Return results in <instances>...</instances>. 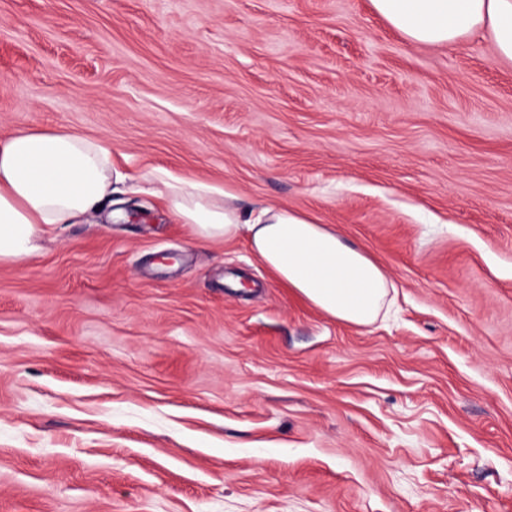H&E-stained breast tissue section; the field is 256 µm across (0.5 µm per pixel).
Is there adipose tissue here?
<instances>
[{
  "label": "adipose tissue",
  "instance_id": "ef3b65f1",
  "mask_svg": "<svg viewBox=\"0 0 512 512\" xmlns=\"http://www.w3.org/2000/svg\"><path fill=\"white\" fill-rule=\"evenodd\" d=\"M371 3L413 43L452 44L486 29L498 54L512 60V0ZM142 188L199 238H245L282 283L332 319L369 326L390 305L383 267L334 228L281 205L241 209L223 186L163 168L132 179L113 165L102 140L66 130L24 131L0 140V262L32 256L57 225L92 222L113 194Z\"/></svg>",
  "mask_w": 512,
  "mask_h": 512
}]
</instances>
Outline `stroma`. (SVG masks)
Segmentation results:
<instances>
[{
  "label": "stroma",
  "instance_id": "obj_1",
  "mask_svg": "<svg viewBox=\"0 0 512 512\" xmlns=\"http://www.w3.org/2000/svg\"><path fill=\"white\" fill-rule=\"evenodd\" d=\"M65 129L286 206L367 327L146 193L0 264V512H512V61L371 0H0V139Z\"/></svg>",
  "mask_w": 512,
  "mask_h": 512
}]
</instances>
